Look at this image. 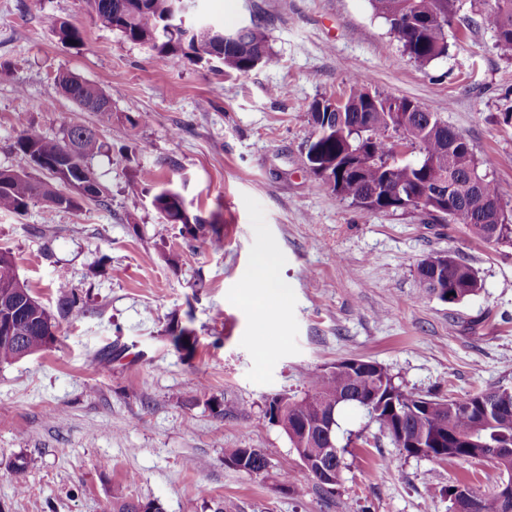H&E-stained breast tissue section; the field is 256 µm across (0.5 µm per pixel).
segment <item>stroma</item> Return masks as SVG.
Instances as JSON below:
<instances>
[{"mask_svg": "<svg viewBox=\"0 0 512 512\" xmlns=\"http://www.w3.org/2000/svg\"><path fill=\"white\" fill-rule=\"evenodd\" d=\"M195 12L220 27L264 20L277 65L217 74L125 40L86 0H0V168L29 171L14 148L24 127L54 138L68 120L98 129L105 147L87 164L110 191L104 207L37 199L21 214L0 210V249L33 296L56 311L64 283L85 304L46 349L0 365V512H106L116 492L163 512H448V484L493 489L492 464L404 457L345 408L346 467L328 494L266 415L268 399L353 357L423 394L512 388V249L414 211L360 208L315 180L304 152L312 102L355 81L464 134L512 204V127L499 121L512 64L494 48L487 9L459 0L471 27L455 28L447 56L424 67L370 0H195ZM62 21L79 44L59 43ZM65 73L102 85L111 122L59 91ZM134 180L172 183L218 227L223 250L166 223L128 192ZM262 248L288 287L264 321L245 297ZM448 252L483 284L457 305L423 296L416 278L421 259ZM179 326L195 336L191 352L170 341ZM228 448L261 450L267 471L225 466Z\"/></svg>", "mask_w": 512, "mask_h": 512, "instance_id": "35a3bbf8", "label": "stroma"}]
</instances>
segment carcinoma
Returning a JSON list of instances; mask_svg holds the SVG:
<instances>
[{"instance_id": "carcinoma-1", "label": "carcinoma", "mask_w": 512, "mask_h": 512, "mask_svg": "<svg viewBox=\"0 0 512 512\" xmlns=\"http://www.w3.org/2000/svg\"><path fill=\"white\" fill-rule=\"evenodd\" d=\"M491 2V21L495 48L501 59L512 61V0H476L482 6ZM90 8L106 26L128 41L174 61L220 64L224 72L246 75L255 68V59L264 65L278 63L271 51L267 28L253 22L236 31L219 29V35L204 39L191 28H172L169 17L177 12V0H87ZM416 64L426 66L448 54V31L460 22L458 0H371ZM63 45L81 41L79 30L66 21L55 26ZM233 40L224 41V36ZM58 85L82 110L95 112L104 120L112 119V98L98 84L70 74L58 78ZM413 101L405 97L378 96L365 99V89L350 86L341 115L321 118L319 101L307 112L314 134L308 144L307 169L318 176L326 167L338 172L344 160L356 151L360 172L342 177L336 195L367 207L365 200L376 192L395 187L423 193L429 180L437 178L458 200L449 220L462 225L469 234L490 248H512V214L503 203L497 182L481 169L474 148L459 131L448 126L432 112L412 113L403 118ZM418 153L412 161L394 157L399 142ZM76 147V162L59 174L54 165L69 145ZM104 144L94 127L66 122L61 136L50 138L33 126L23 129L14 148L27 158L40 161L39 171L48 174L54 186L63 188L42 200L56 209H74L83 199L107 202L108 188L88 166L87 159L101 152ZM44 184L27 173L0 169V210L20 212L39 197L37 187ZM152 207L170 221L175 217L187 233L194 236L207 220L192 213L179 191L163 187L151 196ZM448 263L435 265L432 258L421 261L417 278L425 295L443 303L458 304L477 295L483 288L477 271L455 255L446 254ZM61 318H76L84 311L79 295L66 285L59 286ZM12 292L10 331L14 341L0 342V364L21 358V352L35 354L55 339L57 322L47 309L35 301L31 290L19 279L12 256L0 251V292ZM178 350L193 348V332L182 328L171 332ZM354 406L367 413L381 433L390 438L405 457L463 462L485 461L500 471L498 487L485 490L467 482H456L443 490L451 512H512V503L504 500L499 487L512 486V388L477 389L462 398L421 395L407 391L396 382L390 370L378 362L354 359L350 365L340 361L329 369H315L306 378L304 390L288 397V410L276 422L287 435L306 471L321 485L327 484L324 472L333 475L337 485L343 472L345 447L336 435H325L320 422L327 411L338 412ZM224 463L247 474H258L268 466L264 454L254 448H229ZM163 512L161 505L112 497V512Z\"/></svg>"}]
</instances>
